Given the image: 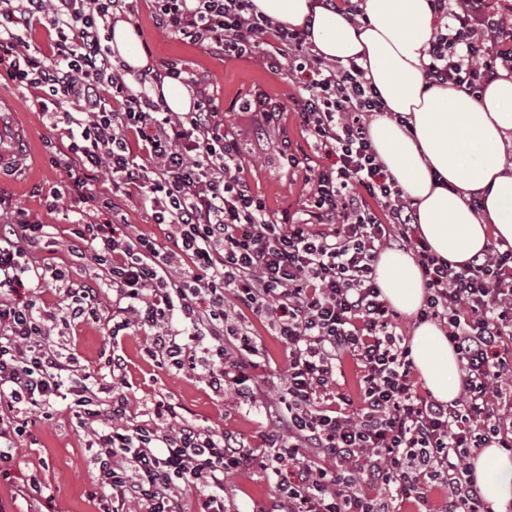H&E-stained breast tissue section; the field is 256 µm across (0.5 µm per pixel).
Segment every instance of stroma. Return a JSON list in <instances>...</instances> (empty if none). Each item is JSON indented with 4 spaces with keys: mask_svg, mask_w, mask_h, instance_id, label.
Segmentation results:
<instances>
[{
    "mask_svg": "<svg viewBox=\"0 0 512 512\" xmlns=\"http://www.w3.org/2000/svg\"><path fill=\"white\" fill-rule=\"evenodd\" d=\"M130 17L140 34L142 48L155 67L175 60L190 73L207 80L219 101L225 126L238 132L246 175L268 210L274 214L286 210L304 212L310 189L306 172L279 167L275 160L282 143H289L298 151L308 148L306 135L292 109L296 86L288 71L273 72L260 59L224 57L187 38L168 35L155 24L152 0H134ZM256 91L283 103L285 110L277 126L260 128L254 113L239 111L238 100ZM1 93L13 99L29 155L24 169L0 172V212L6 214L21 208L49 225V237L32 258L34 266L64 267L72 282H87L95 268L90 259L73 257L72 243L66 234L68 211L77 207L78 202L70 197L61 208L50 206V191L62 184L66 174L50 162L45 144L52 133L35 106V93L0 82ZM98 219L126 226L131 236L156 239L165 250L176 248L164 226L156 224L151 208L137 201L118 199L116 209L99 214ZM238 312L263 349L253 371L257 390L266 395L277 394L287 375L288 349L250 309L242 306ZM62 341L74 349L81 365L92 370H105L110 354L125 358L131 415L143 414L162 395L182 407L186 416L215 431L255 437L266 426L258 406L240 404L234 394H217L197 376L175 373L148 359L143 352V332L130 330L113 338L104 323L90 320L68 325ZM17 446L15 459L0 465V507L5 512H28L30 504L19 497L18 489L32 474L53 494L54 512H99V501L92 495L94 469L88 436L72 427L67 413H60L51 422L29 426ZM274 497L275 489L261 469L234 473L224 480V502L229 512H265Z\"/></svg>",
    "mask_w": 512,
    "mask_h": 512,
    "instance_id": "35a3bbf8",
    "label": "stroma"
}]
</instances>
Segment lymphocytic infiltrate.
Returning <instances> with one entry per match:
<instances>
[{
  "label": "lymphocytic infiltrate",
  "mask_w": 512,
  "mask_h": 512,
  "mask_svg": "<svg viewBox=\"0 0 512 512\" xmlns=\"http://www.w3.org/2000/svg\"><path fill=\"white\" fill-rule=\"evenodd\" d=\"M429 2L442 21L428 50L429 85L474 94L512 76V52L502 47L512 15L488 12L486 0ZM130 10L129 0H0V80L32 89L58 135L51 163L69 181L53 198L82 204L70 235L113 292L111 335L141 330L151 360L259 403L269 452L201 427L165 399L134 419L119 389L124 357L110 356L108 373L97 375L82 371L69 348L47 345L59 325L98 319L99 291L71 283L67 269L31 265L47 232L19 210L0 220V462L13 460L32 419H53L64 400L72 424L91 436L101 512L132 503L141 512H186L184 486L199 512H224L225 475L254 467L274 483V512H392L398 498L426 503L439 480L448 486L442 512H493L469 459L476 448L512 450L502 391L512 375V246L460 267L430 254L411 202L369 139L381 102L356 60L325 61L307 31L274 24L252 0H154L158 28L228 57H260L294 79L301 126L332 163L313 179L307 218L273 216L202 80L172 61L127 83L110 42L115 13ZM38 23L55 34L47 59L24 39ZM167 79L194 86L191 111H169L154 97ZM103 168L112 175L108 193L88 186L90 172ZM117 194L151 207L190 261L186 273L172 274V256L155 240L97 222ZM385 247L416 255L426 287L416 319L438 321L458 356L454 401L419 389L410 346L376 282ZM49 280L68 300L64 312L40 300ZM27 284L31 292L18 298ZM238 303L288 348L287 384L275 395L257 394L250 369L260 348ZM228 336L234 347L225 346ZM345 353L360 373L356 411L338 381Z\"/></svg>",
  "instance_id": "obj_1"
}]
</instances>
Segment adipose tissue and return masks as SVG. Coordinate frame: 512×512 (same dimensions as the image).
Listing matches in <instances>:
<instances>
[{"mask_svg": "<svg viewBox=\"0 0 512 512\" xmlns=\"http://www.w3.org/2000/svg\"><path fill=\"white\" fill-rule=\"evenodd\" d=\"M274 24L309 28L315 51L329 61H356L377 89L382 112L369 126L372 145L412 201L419 234L435 256L467 264L490 240L512 244V77L485 85L479 96L443 84L428 86L424 65L435 34L428 0H362L365 20L319 0H253ZM112 49L133 72L150 67L130 21L112 28ZM481 200L473 209L471 196ZM376 277L386 299L414 314L425 298L412 253L382 251ZM416 369L436 399L450 402L461 390L460 362L436 323L425 321L410 340ZM474 475L494 512L512 502V453L486 448L472 459Z\"/></svg>", "mask_w": 512, "mask_h": 512, "instance_id": "adipose-tissue-1", "label": "adipose tissue"}]
</instances>
